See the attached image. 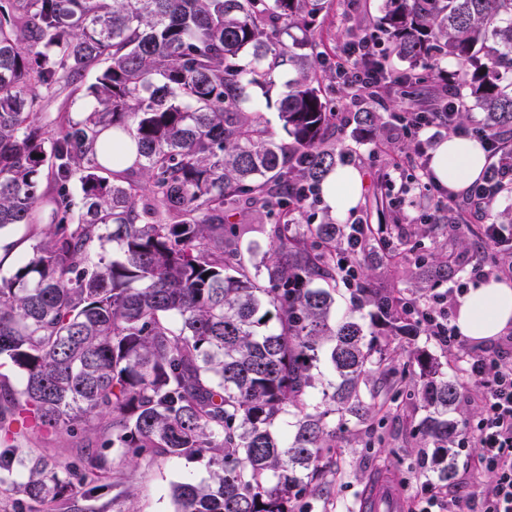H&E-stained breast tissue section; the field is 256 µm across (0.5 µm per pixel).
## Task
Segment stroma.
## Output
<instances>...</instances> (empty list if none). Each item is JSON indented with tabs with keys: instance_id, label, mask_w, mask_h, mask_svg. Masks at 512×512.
Returning a JSON list of instances; mask_svg holds the SVG:
<instances>
[{
	"instance_id": "obj_1",
	"label": "stroma",
	"mask_w": 512,
	"mask_h": 512,
	"mask_svg": "<svg viewBox=\"0 0 512 512\" xmlns=\"http://www.w3.org/2000/svg\"><path fill=\"white\" fill-rule=\"evenodd\" d=\"M382 5L383 0H329L315 32L321 50L331 57L342 51L348 30L364 31L369 19L380 16ZM99 72V67H91L80 81L43 93L36 107L42 121L51 125L61 114L74 116L87 111L92 102L85 90ZM333 106L340 116L335 138L350 147L343 163L357 169L361 177L359 202L350 215L367 216L373 224H393L392 239L401 243L404 254L403 260L392 267L374 265L370 272L372 284L387 292L413 287L415 255L423 250L454 255L462 268L477 258L480 219L469 205L461 207L470 227L463 241L446 225L420 223L418 209L398 208L397 199L404 189L415 187L418 178L411 137L390 125L384 129L382 142L354 140L359 101L340 91L333 98ZM391 368L404 375L405 385L396 393L390 410L382 420L371 419L337 433L330 450L323 454L320 488L302 495L296 512H357L366 485L384 476L401 483L408 504L416 505L423 483L433 475V448L420 430L426 411L414 393L415 376L407 355L398 354ZM482 392L477 382L467 381L457 409L451 414L452 420L463 423L465 436L453 442V475L447 485L451 492L467 497L474 496L491 480L490 475L475 476L468 471V463L476 453L471 434L481 416ZM101 441L98 434L46 432L27 426L17 427L14 439L20 447L73 462L79 461L81 448ZM206 476L204 465L197 462L161 459L134 469L116 458L103 479L105 489L99 496L65 500L56 512H171V484L199 481Z\"/></svg>"
}]
</instances>
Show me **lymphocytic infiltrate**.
Returning <instances> with one entry per match:
<instances>
[{
  "label": "lymphocytic infiltrate",
  "mask_w": 512,
  "mask_h": 512,
  "mask_svg": "<svg viewBox=\"0 0 512 512\" xmlns=\"http://www.w3.org/2000/svg\"><path fill=\"white\" fill-rule=\"evenodd\" d=\"M483 146L490 163L467 196L470 206L485 221L482 241L490 252L469 262L467 279L474 283L502 271V247L512 242V227L490 219V211L499 197L512 189V149L503 148L495 139L484 140ZM462 294L463 286L458 283L428 297V309L422 320L430 336L440 344L461 342L451 311ZM463 369L483 389V417L474 436L478 453L473 459V470L491 474L492 480L474 502L446 497L439 483L427 480L421 488L416 512H512V367H504L496 355L471 354L464 359Z\"/></svg>",
  "instance_id": "f902f5d3"
}]
</instances>
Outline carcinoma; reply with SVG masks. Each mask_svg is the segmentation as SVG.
<instances>
[{
	"instance_id": "1",
	"label": "carcinoma",
	"mask_w": 512,
	"mask_h": 512,
	"mask_svg": "<svg viewBox=\"0 0 512 512\" xmlns=\"http://www.w3.org/2000/svg\"><path fill=\"white\" fill-rule=\"evenodd\" d=\"M327 2L0 0V231L23 225L36 238L0 277V366L20 378L0 395V428L10 415L73 432L106 416L103 448L132 468L158 457L204 465L208 480L171 485L174 512H295L319 487L336 430L386 411L373 373L403 336L438 478L452 477L448 441L461 429L448 413L464 382L418 345L428 331L408 317V298L371 285L369 258H395L381 244L388 227L369 225L344 267L338 225L295 223L341 154L336 67L313 31ZM373 26L408 63L409 85L440 52L460 64L448 79L484 112L481 132L512 129V0H384ZM103 61L86 88L93 108L50 131L33 111L40 90ZM285 65L298 77L277 101V143L250 90ZM365 97L374 106L357 113L356 131L373 140L386 125L381 94ZM446 111L433 96L410 122ZM126 135L137 159L116 171ZM45 178L56 222L42 227ZM246 209L270 220L258 262L259 242L243 243L234 221ZM414 264L420 291L455 273L432 252ZM343 280L369 322L332 319ZM322 365L332 378L315 397ZM80 462L8 444L0 484L40 512L95 496L108 455L85 448Z\"/></svg>"
}]
</instances>
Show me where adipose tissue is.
<instances>
[{
    "mask_svg": "<svg viewBox=\"0 0 512 512\" xmlns=\"http://www.w3.org/2000/svg\"><path fill=\"white\" fill-rule=\"evenodd\" d=\"M487 164L481 145L468 138L451 135L433 153L431 167L436 180L459 190L475 181ZM360 195V175L346 167L330 172L322 182L325 207L346 216ZM512 325V286L488 279L469 288L459 302L456 326L462 335L486 339Z\"/></svg>",
    "mask_w": 512,
    "mask_h": 512,
    "instance_id": "adipose-tissue-1",
    "label": "adipose tissue"
}]
</instances>
